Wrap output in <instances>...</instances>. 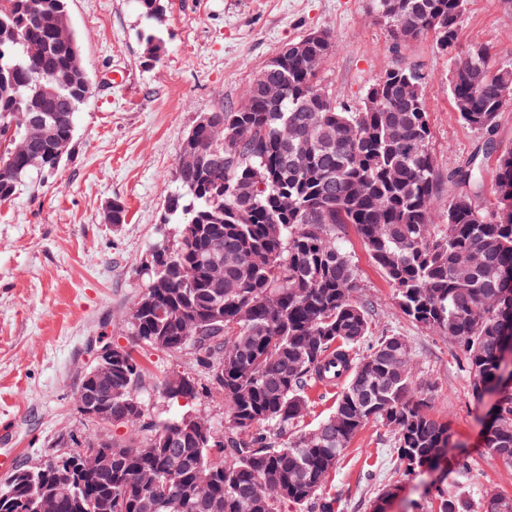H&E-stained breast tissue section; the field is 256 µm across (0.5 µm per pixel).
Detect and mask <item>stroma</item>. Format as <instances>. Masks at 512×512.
Masks as SVG:
<instances>
[{"mask_svg":"<svg viewBox=\"0 0 512 512\" xmlns=\"http://www.w3.org/2000/svg\"><path fill=\"white\" fill-rule=\"evenodd\" d=\"M160 31L165 53L143 55L135 0H69L82 36V58L92 82L78 114L68 159L54 177L22 187L0 205V480L14 466L38 462L61 435L86 437L96 427L78 413L74 397L98 337L129 338L131 301L145 278L141 264L153 244L173 236L163 223L175 188L179 145L205 112L239 101L268 60L306 34L330 29L335 47L321 78L337 105L359 108L369 86L395 62L391 38L370 0H166ZM490 48L498 65L512 67V9L502 0H468L459 23L458 50ZM428 76L426 104L431 148L441 171L464 166L486 140L512 146V106L493 132L474 129L454 109L448 92L449 56L431 39L408 55ZM123 76L114 82L113 73ZM125 223H105L112 201ZM341 242L357 270V295L375 307L373 332L405 336L431 411L451 423L445 468L404 475L387 427L366 425L340 455L323 491L338 512H370L376 493L399 492L388 512H417L431 486L453 479L459 456L473 461L475 492L512 495V468L492 458L483 442L489 400H474L456 348L408 320L393 300L382 270L369 258L353 225ZM158 419L190 410L224 418V400L209 391L192 403L149 391Z\"/></svg>","mask_w":512,"mask_h":512,"instance_id":"1","label":"stroma"}]
</instances>
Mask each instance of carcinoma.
Listing matches in <instances>:
<instances>
[{
    "label": "carcinoma",
    "mask_w": 512,
    "mask_h": 512,
    "mask_svg": "<svg viewBox=\"0 0 512 512\" xmlns=\"http://www.w3.org/2000/svg\"><path fill=\"white\" fill-rule=\"evenodd\" d=\"M395 64L368 88L360 108L336 105L319 74L281 50L233 106L206 112L184 137L163 223L172 243L155 245L144 288L130 307L131 340L112 346V376L98 389L102 423L135 425L133 437L59 438L34 465L0 485V512H29L50 495L55 512H336L322 492L340 454L368 423L393 435L413 474L439 463L448 420L412 365L410 341L372 333L374 306L354 296L357 273L339 241L352 224L394 291L399 311L454 344L474 399L497 381L498 355L512 337V147L496 154L498 205L480 208L482 170L473 157L440 174L431 151L427 75L404 53L430 37L456 48L467 0H373ZM144 54L165 52L164 0H138ZM328 57V29L303 37ZM466 66L454 57L448 88L467 125L489 131L512 105V68L483 46ZM90 93L67 0H0V204L47 179L68 158L78 112ZM448 182V223L433 224ZM115 200L104 215L123 224ZM146 348L190 354L218 384L224 422L199 430V415L158 420L143 392L194 399L202 384L180 370L162 378ZM339 384L333 411L299 424L318 380ZM484 433L488 453L512 465V385ZM70 450H63L64 445ZM109 448L110 462L82 469L81 449ZM487 496L462 484L435 487L419 512H489Z\"/></svg>",
    "instance_id": "obj_1"
}]
</instances>
